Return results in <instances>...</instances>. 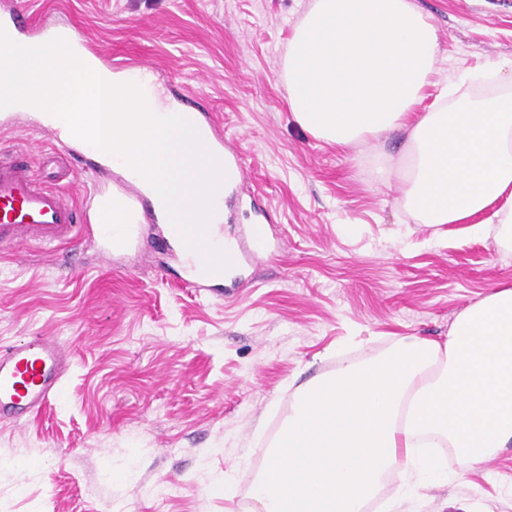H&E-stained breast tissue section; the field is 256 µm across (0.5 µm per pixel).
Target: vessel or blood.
<instances>
[{"instance_id":"b4317fda","label":"vessel or blood","mask_w":512,"mask_h":512,"mask_svg":"<svg viewBox=\"0 0 512 512\" xmlns=\"http://www.w3.org/2000/svg\"><path fill=\"white\" fill-rule=\"evenodd\" d=\"M198 133L210 148L222 153L226 165L241 169L240 155L225 150L224 130L212 113H204ZM112 190L138 215L150 214L156 222L166 223L164 214H151L136 178L117 174ZM81 239L98 240L96 254L103 260L111 259L116 248L107 225L88 223L85 210L35 179L30 153L16 150L0 155V250L33 244L65 248ZM68 364L65 342L51 336L36 334L0 351V420L16 422L55 402Z\"/></svg>"}]
</instances>
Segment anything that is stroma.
<instances>
[{
  "instance_id": "stroma-1",
  "label": "stroma",
  "mask_w": 512,
  "mask_h": 512,
  "mask_svg": "<svg viewBox=\"0 0 512 512\" xmlns=\"http://www.w3.org/2000/svg\"><path fill=\"white\" fill-rule=\"evenodd\" d=\"M456 74L512 55V0H416ZM309 0H0L42 26L72 24L96 54L176 80L215 113L245 175L224 199V234L267 225L274 256L204 292L181 281L176 252L142 228L120 268L79 244L0 251V344L39 333L73 357L63 393L0 422V512H250L254 475L294 391L393 337L445 341L455 317L512 286V254L458 224L414 223L370 151L301 129L280 81ZM22 114L0 125V153L29 149L33 171L75 203L112 172L70 161L51 129ZM231 486H224V477ZM378 503L401 512H512V447L466 483L406 497L388 477Z\"/></svg>"
}]
</instances>
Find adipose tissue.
I'll list each match as a JSON object with an SVG mask.
<instances>
[{"label":"adipose tissue","mask_w":512,"mask_h":512,"mask_svg":"<svg viewBox=\"0 0 512 512\" xmlns=\"http://www.w3.org/2000/svg\"><path fill=\"white\" fill-rule=\"evenodd\" d=\"M414 0H310L288 40L280 78L288 110L313 137L382 154L398 208L418 224H464L512 250V56L427 87L443 57ZM489 81L482 95L465 82ZM406 131L399 159L385 136Z\"/></svg>","instance_id":"adipose-tissue-1"}]
</instances>
